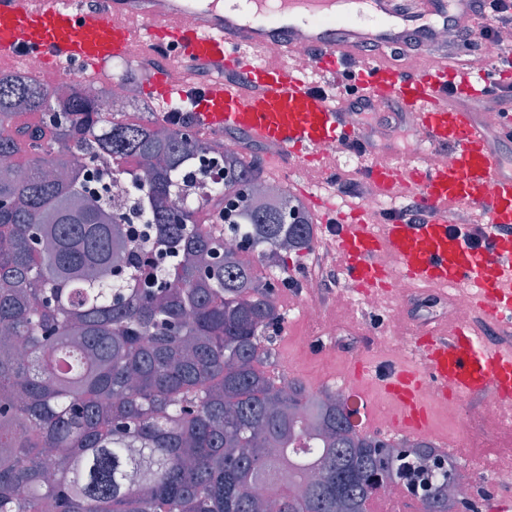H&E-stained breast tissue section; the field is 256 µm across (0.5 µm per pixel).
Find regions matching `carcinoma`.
I'll return each instance as SVG.
<instances>
[{
	"label": "carcinoma",
	"mask_w": 512,
	"mask_h": 512,
	"mask_svg": "<svg viewBox=\"0 0 512 512\" xmlns=\"http://www.w3.org/2000/svg\"><path fill=\"white\" fill-rule=\"evenodd\" d=\"M106 93L0 73V512H365L398 488L456 512L468 478L431 444L371 435L336 391L271 376L274 277L313 242L306 208L233 150L185 204L215 140L106 115ZM101 162L136 184L155 247L85 193Z\"/></svg>",
	"instance_id": "obj_1"
}]
</instances>
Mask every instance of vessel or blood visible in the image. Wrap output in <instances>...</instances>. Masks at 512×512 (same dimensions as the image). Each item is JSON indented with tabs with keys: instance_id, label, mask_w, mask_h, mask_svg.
Returning <instances> with one entry per match:
<instances>
[{
	"instance_id": "vessel-or-blood-1",
	"label": "vessel or blood",
	"mask_w": 512,
	"mask_h": 512,
	"mask_svg": "<svg viewBox=\"0 0 512 512\" xmlns=\"http://www.w3.org/2000/svg\"><path fill=\"white\" fill-rule=\"evenodd\" d=\"M466 0H415L399 11L394 0H101L72 8L68 0H0V63L23 53L45 68L88 84L107 75L134 46L173 47L177 58L214 70L201 88L173 82L167 69L146 78L160 106L190 99L196 124L215 135L241 134L271 146L278 163L316 167L319 150L354 137L336 108V81L376 101H393L409 114L429 151H449V165L373 161L364 173L384 195L416 192L427 209L424 223H377L363 210L344 212L327 197L315 203L339 232L331 244L349 283L389 289L394 274L424 288L469 293L474 303L493 297L488 317L512 327V165L469 102L512 77V70L449 66L447 59L414 73L381 61H361L355 45L370 36L393 48L408 35L430 42L432 32L467 21ZM314 56L309 69L292 63L298 40ZM239 74L236 82L227 73ZM465 201L484 212L486 248L470 246L448 224V209ZM392 254L397 271L376 262ZM412 363L393 366L381 381L397 410L399 431L431 432V407L421 387L440 400L463 401L493 391L512 402V346L480 342L468 327L439 324L411 343Z\"/></svg>"
}]
</instances>
